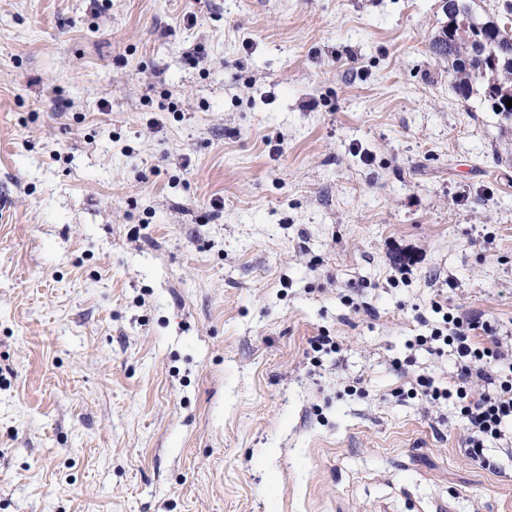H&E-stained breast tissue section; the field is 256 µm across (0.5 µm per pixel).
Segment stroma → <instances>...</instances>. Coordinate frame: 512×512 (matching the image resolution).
<instances>
[{"label": "stroma", "mask_w": 512, "mask_h": 512, "mask_svg": "<svg viewBox=\"0 0 512 512\" xmlns=\"http://www.w3.org/2000/svg\"><path fill=\"white\" fill-rule=\"evenodd\" d=\"M447 22L0 0V512H512L502 442L394 395L454 381L431 301L512 334V120Z\"/></svg>", "instance_id": "stroma-1"}]
</instances>
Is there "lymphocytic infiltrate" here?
Wrapping results in <instances>:
<instances>
[{
  "label": "lymphocytic infiltrate",
  "mask_w": 512,
  "mask_h": 512,
  "mask_svg": "<svg viewBox=\"0 0 512 512\" xmlns=\"http://www.w3.org/2000/svg\"><path fill=\"white\" fill-rule=\"evenodd\" d=\"M431 310L440 319L429 335L416 337L415 344L436 357L452 358L455 384L442 387L432 376L413 374L397 395L430 407L455 404L466 452L479 461L487 440L504 441L512 435V346L482 316L455 314L438 301Z\"/></svg>",
  "instance_id": "lymphocytic-infiltrate-1"
}]
</instances>
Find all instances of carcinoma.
I'll return each instance as SVG.
<instances>
[{
    "label": "carcinoma",
    "instance_id": "1",
    "mask_svg": "<svg viewBox=\"0 0 512 512\" xmlns=\"http://www.w3.org/2000/svg\"><path fill=\"white\" fill-rule=\"evenodd\" d=\"M473 0H448V17L430 43L438 62L448 63L455 93L467 101L477 96L491 111L512 118V19H480Z\"/></svg>",
    "mask_w": 512,
    "mask_h": 512
}]
</instances>
